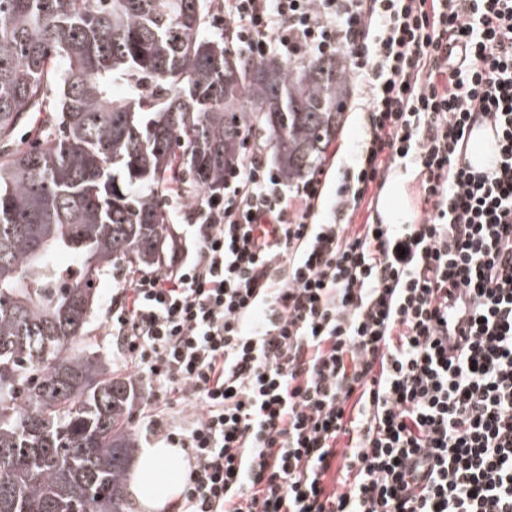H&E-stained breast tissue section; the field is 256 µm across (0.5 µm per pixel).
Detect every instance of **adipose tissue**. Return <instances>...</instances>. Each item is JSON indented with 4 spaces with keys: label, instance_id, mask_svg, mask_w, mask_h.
<instances>
[{
    "label": "adipose tissue",
    "instance_id": "obj_1",
    "mask_svg": "<svg viewBox=\"0 0 512 512\" xmlns=\"http://www.w3.org/2000/svg\"><path fill=\"white\" fill-rule=\"evenodd\" d=\"M180 454V449L165 447L160 442L139 449L127 494L141 512H163L176 498L183 470L173 466L172 461Z\"/></svg>",
    "mask_w": 512,
    "mask_h": 512
}]
</instances>
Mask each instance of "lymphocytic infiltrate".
I'll use <instances>...</instances> for the list:
<instances>
[{"mask_svg":"<svg viewBox=\"0 0 512 512\" xmlns=\"http://www.w3.org/2000/svg\"><path fill=\"white\" fill-rule=\"evenodd\" d=\"M251 59L351 55L367 106L323 181L250 152L161 268L126 279L123 362L181 393L177 512H512V0H224ZM503 157L465 161L468 122ZM415 220L380 223L389 174ZM478 137L485 143V151L479 165L483 167L497 165L500 162L501 152L500 135L496 125L491 122H475L472 129L467 132V138L471 143ZM395 181H398L400 183V187H401L400 198H399V192H400L399 186L397 184L390 185L392 182H395ZM387 187H388V190H387L388 202L386 203L387 210H390L392 203L399 198L398 205H399V209H400L402 215H404L407 212H410V195H411L410 190H409L410 186L408 184L407 177L403 173L402 168L398 169L396 172L392 171V173L390 174V176L387 180V183L384 187V190L382 191V208H381L382 216H383V207L385 205V200H386ZM383 218H384V216H383ZM384 220H385V222H387V219L384 218ZM388 224H390V223H388Z\"/></svg>","mask_w":512,"mask_h":512,"instance_id":"1","label":"lymphocytic infiltrate"}]
</instances>
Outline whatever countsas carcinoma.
<instances>
[{"label":"carcinoma","instance_id":"cac0c4a2","mask_svg":"<svg viewBox=\"0 0 512 512\" xmlns=\"http://www.w3.org/2000/svg\"><path fill=\"white\" fill-rule=\"evenodd\" d=\"M204 25L202 0H0V512H125L136 393L86 340L92 282L157 266L171 191L222 194L242 128L288 182L336 137L346 55L231 61Z\"/></svg>","mask_w":512,"mask_h":512}]
</instances>
